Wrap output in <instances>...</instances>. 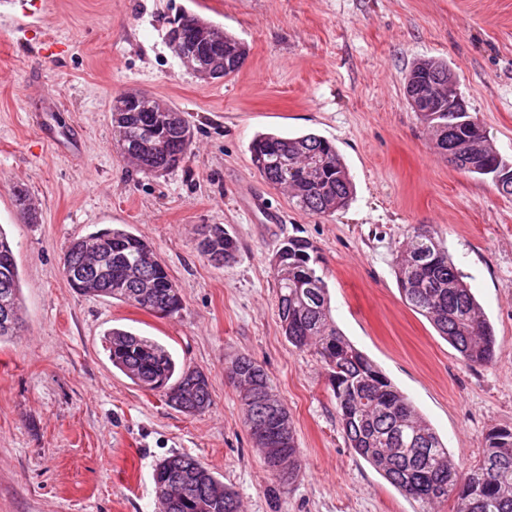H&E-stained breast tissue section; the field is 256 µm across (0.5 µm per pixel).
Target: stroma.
<instances>
[{
  "mask_svg": "<svg viewBox=\"0 0 512 512\" xmlns=\"http://www.w3.org/2000/svg\"><path fill=\"white\" fill-rule=\"evenodd\" d=\"M189 14L248 54L205 82L169 32ZM443 61L469 112L512 161V0H0V228L14 244L22 324L0 343V512H158L153 471L174 453L205 462L242 512H417L349 447L328 374L284 336L272 259L288 238L321 259L332 316L434 428L460 468L512 427V197L437 154L405 98L411 67ZM155 96L184 112L191 153L143 177L112 144L113 97ZM262 132L333 142L355 185L330 216L297 210L251 162ZM28 189L30 224L13 198ZM126 225L181 290L161 317L77 294L69 243ZM238 244L216 267L201 226ZM432 226L495 331L490 365L466 363L402 299L393 271L411 226ZM121 327L206 372L212 405L188 415L113 368ZM264 367L295 427L300 470L278 485L244 424L228 366Z\"/></svg>",
  "mask_w": 512,
  "mask_h": 512,
  "instance_id": "1",
  "label": "stroma"
}]
</instances>
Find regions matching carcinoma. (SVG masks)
<instances>
[{
  "instance_id": "obj_1",
  "label": "carcinoma",
  "mask_w": 512,
  "mask_h": 512,
  "mask_svg": "<svg viewBox=\"0 0 512 512\" xmlns=\"http://www.w3.org/2000/svg\"><path fill=\"white\" fill-rule=\"evenodd\" d=\"M175 26L208 36L197 48L194 65L202 71L224 64V76L238 71L246 50L234 37L195 16H184ZM450 68L435 63V70L408 81L417 88L428 81L448 78ZM428 128L436 151L457 169L491 177L498 192L512 196V163L498 158L488 146L486 130L469 112L436 110L418 113ZM162 138L163 148L148 155L142 143ZM113 144L144 176H155L177 167L191 152L193 132L174 106L157 111L156 98L142 94L125 112L112 113ZM251 158L265 180L290 191L292 204L316 216L332 215L345 208L353 184L335 146L315 135L260 134L251 143ZM16 207L31 221L28 191L14 193ZM209 238L200 254L211 260L220 253L224 264L233 262L237 241L214 224L200 232ZM282 262L288 275L274 271L278 317L284 335L293 346L312 347L325 365L336 400V412L350 448L374 467L393 487L416 501L418 512H435L451 501L452 512H512V428L490 430L484 438L482 458L461 470L433 428L415 411L409 400L362 351L351 344L331 316L330 297L314 246L293 237L281 243ZM86 238L73 240L63 257V267L89 261L86 270L93 286H78L81 293L108 297L156 313L182 309L177 285L152 246L124 228L112 229L110 239L85 256ZM394 272L406 304L432 323L440 336L471 365L487 366L495 356L493 327L454 263L438 232L429 225L411 227L396 251ZM21 279L6 232L0 228V340L15 335L21 323ZM105 350L112 366L141 388L167 391L176 409L202 413L212 403L210 385L197 383L198 369L177 363L172 354L148 336L113 328L105 334ZM233 381L271 392L265 369L251 357L240 355L231 363ZM153 482L158 501L164 486L178 485V499L163 512H240L232 488L224 485L198 458L173 454L159 461Z\"/></svg>"
}]
</instances>
